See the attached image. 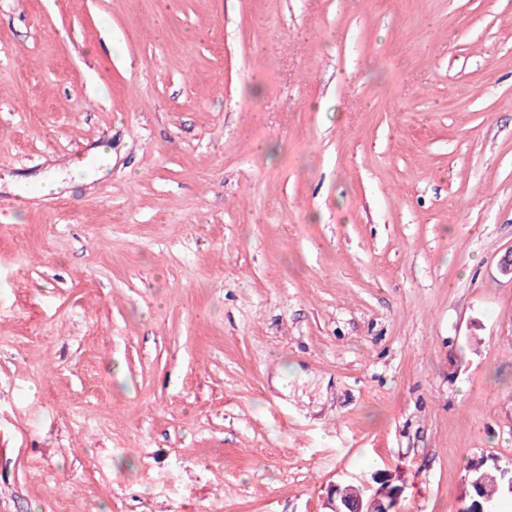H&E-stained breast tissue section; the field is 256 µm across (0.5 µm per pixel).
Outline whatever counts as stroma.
<instances>
[{"label": "stroma", "instance_id": "1", "mask_svg": "<svg viewBox=\"0 0 512 512\" xmlns=\"http://www.w3.org/2000/svg\"><path fill=\"white\" fill-rule=\"evenodd\" d=\"M509 251L512 0H0V512H458ZM90 180L80 172L72 174L42 176L37 180L38 187L43 195H61L67 197L72 194V188L76 185H83ZM393 475L399 476L387 471L376 473L373 479L378 486L372 490L371 495L366 492L362 496V493L367 491L366 487L352 483L331 485L327 496V505L330 509L328 512H405L402 507L405 487L388 484L394 479ZM340 504L355 506L351 511H343Z\"/></svg>", "mask_w": 512, "mask_h": 512}]
</instances>
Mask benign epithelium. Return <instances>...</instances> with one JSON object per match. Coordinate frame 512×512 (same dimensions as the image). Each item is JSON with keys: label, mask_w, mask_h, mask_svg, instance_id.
Instances as JSON below:
<instances>
[{"label": "benign epithelium", "mask_w": 512, "mask_h": 512, "mask_svg": "<svg viewBox=\"0 0 512 512\" xmlns=\"http://www.w3.org/2000/svg\"><path fill=\"white\" fill-rule=\"evenodd\" d=\"M393 474L384 471L375 474L374 481L377 484L368 498H363L366 491L363 486L352 483L331 485L327 505L330 512H343L342 506L353 505L351 512H405L402 507V498L405 487L392 486Z\"/></svg>", "instance_id": "benign-epithelium-1"}]
</instances>
